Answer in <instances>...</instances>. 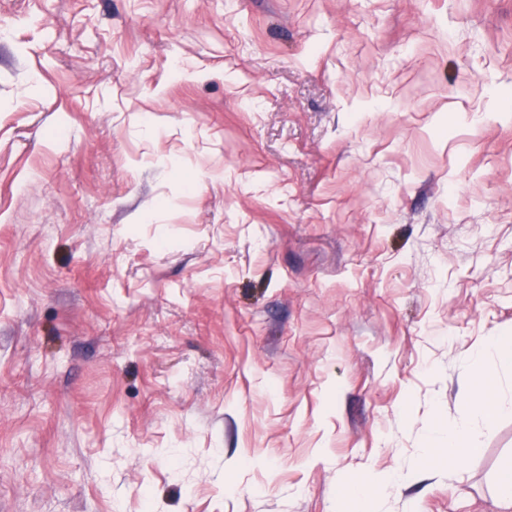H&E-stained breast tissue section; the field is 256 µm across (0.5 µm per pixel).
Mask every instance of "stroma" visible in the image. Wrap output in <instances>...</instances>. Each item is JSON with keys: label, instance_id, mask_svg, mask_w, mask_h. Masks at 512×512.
Segmentation results:
<instances>
[{"label": "stroma", "instance_id": "1", "mask_svg": "<svg viewBox=\"0 0 512 512\" xmlns=\"http://www.w3.org/2000/svg\"><path fill=\"white\" fill-rule=\"evenodd\" d=\"M512 0H0V512H512ZM487 354L494 356L501 366L511 368L512 370L511 343H505L500 340H490L482 350L472 352L470 356L474 361L480 362ZM469 403L472 413L483 423L490 422L500 414L512 413V404H502L492 392L477 391L470 397ZM476 426L463 424L448 431L445 436L447 442L448 464L463 463L470 455L477 451L475 444Z\"/></svg>", "mask_w": 512, "mask_h": 512}]
</instances>
